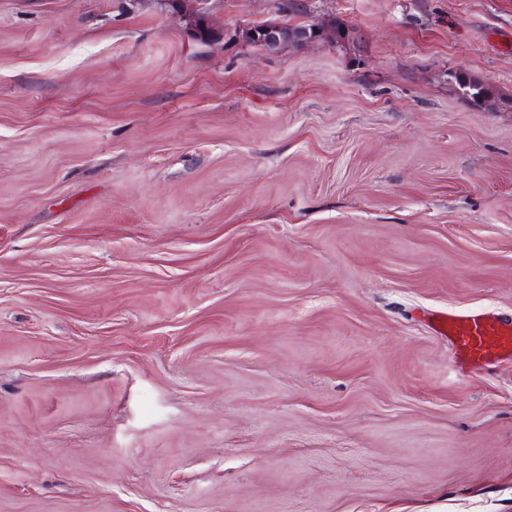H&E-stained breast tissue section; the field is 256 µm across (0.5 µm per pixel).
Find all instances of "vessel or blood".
Here are the masks:
<instances>
[{"instance_id":"vessel-or-blood-1","label":"vessel or blood","mask_w":512,"mask_h":512,"mask_svg":"<svg viewBox=\"0 0 512 512\" xmlns=\"http://www.w3.org/2000/svg\"><path fill=\"white\" fill-rule=\"evenodd\" d=\"M431 329L448 338L459 369L512 363V318L477 309L439 311Z\"/></svg>"}]
</instances>
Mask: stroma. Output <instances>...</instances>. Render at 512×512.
Listing matches in <instances>:
<instances>
[{
  "mask_svg": "<svg viewBox=\"0 0 512 512\" xmlns=\"http://www.w3.org/2000/svg\"><path fill=\"white\" fill-rule=\"evenodd\" d=\"M298 2L0 0V512H512V0ZM311 30L314 31L313 35L310 33ZM319 33L320 27L317 26L268 24L260 28L247 29L243 35V41L250 46L275 49L285 44L299 45L312 42L316 40ZM430 327L448 338L462 371L512 363V318L477 309L437 311Z\"/></svg>",
  "mask_w": 512,
  "mask_h": 512,
  "instance_id": "35a3bbf8",
  "label": "stroma"
}]
</instances>
